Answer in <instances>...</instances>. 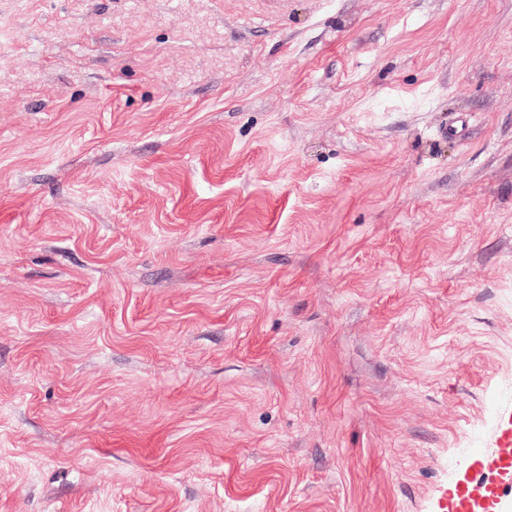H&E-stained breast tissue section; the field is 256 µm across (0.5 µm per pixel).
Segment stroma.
Segmentation results:
<instances>
[{"label": "stroma", "instance_id": "stroma-1", "mask_svg": "<svg viewBox=\"0 0 512 512\" xmlns=\"http://www.w3.org/2000/svg\"><path fill=\"white\" fill-rule=\"evenodd\" d=\"M512 0H0V512L512 498Z\"/></svg>", "mask_w": 512, "mask_h": 512}]
</instances>
